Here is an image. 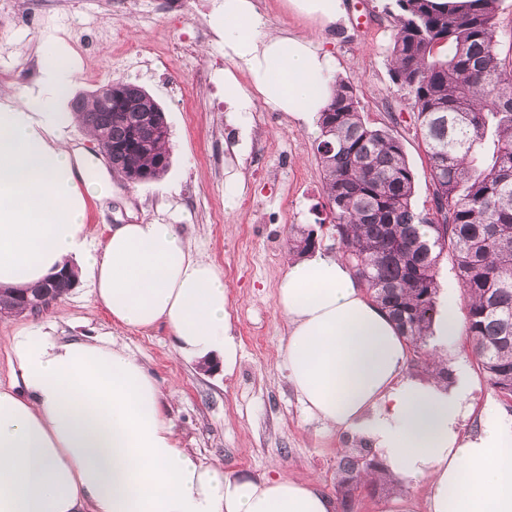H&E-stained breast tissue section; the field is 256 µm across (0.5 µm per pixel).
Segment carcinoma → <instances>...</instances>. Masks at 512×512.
Instances as JSON below:
<instances>
[{"mask_svg": "<svg viewBox=\"0 0 512 512\" xmlns=\"http://www.w3.org/2000/svg\"><path fill=\"white\" fill-rule=\"evenodd\" d=\"M393 83L408 91L425 144L432 205L413 207L415 177L400 139L364 117L359 86L340 79L319 118L316 156L342 257L369 298L396 322L408 365L445 380L453 370L427 345L437 308L438 268L451 257L465 312L463 335L480 373L512 404V56H501L500 0H470L461 12L434 0H394ZM71 107L97 136L112 169L138 184L161 177L170 160L164 109L123 81L73 97ZM315 231L288 229V252L315 250ZM74 287L69 272L28 293L0 295V313L25 302L45 307ZM365 443L338 462L344 512L353 494L384 479Z\"/></svg>", "mask_w": 512, "mask_h": 512, "instance_id": "cac0c4a2", "label": "carcinoma"}]
</instances>
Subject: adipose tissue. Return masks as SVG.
Instances as JSON below:
<instances>
[{
    "mask_svg": "<svg viewBox=\"0 0 512 512\" xmlns=\"http://www.w3.org/2000/svg\"><path fill=\"white\" fill-rule=\"evenodd\" d=\"M321 28L345 18L344 0H286ZM209 25L224 38V107L248 142L256 100L316 124L336 77L335 56L314 39L269 31L255 0H217ZM74 52L51 39L39 80L0 99V292L36 288L59 270L87 279L115 326L164 325L178 357L233 374L223 272L195 252L179 225L112 226L94 248L87 202L112 187L96 153L73 150L60 103L73 85ZM246 71L241 84L236 70ZM287 323V379L305 410L364 439L397 486L424 479L429 512H512V417L486 409L463 435L473 387L464 362L446 385L407 371L408 348L368 299L348 263L317 254L288 260L278 286ZM438 360L455 355L462 322L443 304L432 325ZM12 381L0 387V512H333L316 484L283 474L225 473L220 459L182 448L147 366L99 336L61 338L22 327L8 344Z\"/></svg>",
    "mask_w": 512,
    "mask_h": 512,
    "instance_id": "1",
    "label": "adipose tissue"
}]
</instances>
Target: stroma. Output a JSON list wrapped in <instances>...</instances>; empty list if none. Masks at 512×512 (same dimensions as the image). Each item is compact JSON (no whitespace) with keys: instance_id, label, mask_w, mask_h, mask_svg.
<instances>
[{"instance_id":"obj_1","label":"stroma","mask_w":512,"mask_h":512,"mask_svg":"<svg viewBox=\"0 0 512 512\" xmlns=\"http://www.w3.org/2000/svg\"><path fill=\"white\" fill-rule=\"evenodd\" d=\"M61 31L30 16L28 0H0V86L23 92L40 75L44 41L55 38L75 52V92L111 80L136 84L164 109L170 127V165L158 180L129 183L102 165L112 193L88 203L87 222L96 244L112 225L159 221L180 225L192 245L224 271L231 312L241 344L233 374L222 364L204 370L178 359L166 327L136 331L113 325L90 289L75 284L50 309L0 319V382L9 383L6 348L23 325L51 321L60 336H104L139 357L164 393V407L182 447L199 459H222L225 471L245 477L283 473L318 487L333 500L336 462L355 442L328 428L303 408L283 365L287 325L277 307L286 272L289 227L317 233L318 251L339 254L332 217L322 194L314 134L286 113L257 102L245 153L234 150L236 133L224 119V41L208 24L213 0H184L165 12L158 0H55ZM347 19L334 30L288 12L284 0H257L272 31L287 29L314 38L336 57L339 76L357 82L365 117L389 128L402 142L415 176V209L431 204L427 157L416 132L407 91L391 79L394 0H345ZM143 45L142 54L130 52ZM210 77L199 82L196 73ZM240 180L233 207H226L232 180ZM475 382L464 432L477 431L488 405L499 399L480 374L465 343H458ZM425 480L403 491L381 485L362 489L356 512H394L404 499L408 512H429Z\"/></svg>"}]
</instances>
